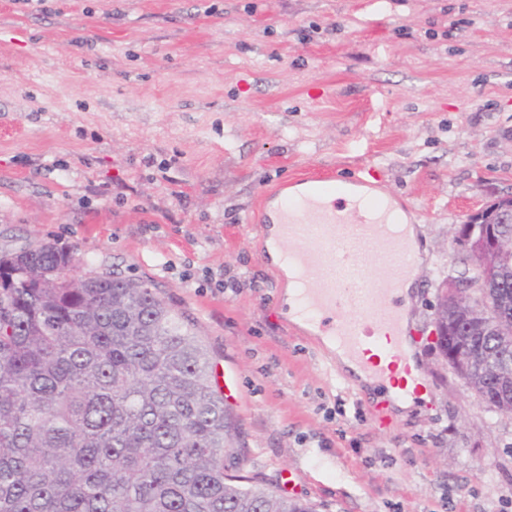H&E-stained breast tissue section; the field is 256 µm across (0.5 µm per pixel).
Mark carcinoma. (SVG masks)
<instances>
[{
    "instance_id": "cac0c4a2",
    "label": "carcinoma",
    "mask_w": 512,
    "mask_h": 512,
    "mask_svg": "<svg viewBox=\"0 0 512 512\" xmlns=\"http://www.w3.org/2000/svg\"><path fill=\"white\" fill-rule=\"evenodd\" d=\"M45 243L0 252V512H314L226 474L231 415L190 323L142 280ZM475 393L505 402L512 332Z\"/></svg>"
}]
</instances>
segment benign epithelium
Wrapping results in <instances>:
<instances>
[{"label": "benign epithelium", "instance_id": "1", "mask_svg": "<svg viewBox=\"0 0 512 512\" xmlns=\"http://www.w3.org/2000/svg\"><path fill=\"white\" fill-rule=\"evenodd\" d=\"M512 223V195L498 197L455 226L452 240L479 269L480 276L448 279L440 285L441 313L432 321L436 347L459 377L468 381L485 364L483 351L469 336L504 320L503 287L499 276L504 249L496 224Z\"/></svg>", "mask_w": 512, "mask_h": 512}]
</instances>
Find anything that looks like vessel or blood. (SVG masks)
Masks as SVG:
<instances>
[{"instance_id":"obj_1","label":"vessel or blood","mask_w":512,"mask_h":512,"mask_svg":"<svg viewBox=\"0 0 512 512\" xmlns=\"http://www.w3.org/2000/svg\"><path fill=\"white\" fill-rule=\"evenodd\" d=\"M297 195L280 194L265 213L269 224L281 225L288 249L281 259L292 265L297 313L343 351L358 356L379 352L388 359L365 364L371 376L385 375L407 358L410 343L398 312L395 293L414 269L413 256L389 204L375 195L350 200L345 182L306 177ZM378 246L384 267L379 285H370L366 255ZM350 309L352 318L337 316Z\"/></svg>"}]
</instances>
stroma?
<instances>
[{
  "mask_svg": "<svg viewBox=\"0 0 512 512\" xmlns=\"http://www.w3.org/2000/svg\"><path fill=\"white\" fill-rule=\"evenodd\" d=\"M365 170L419 243L430 398L386 425L261 257L266 192ZM510 194L512 0H0V250L152 282L236 381L233 474L315 512H512V417L428 338L454 225Z\"/></svg>",
  "mask_w": 512,
  "mask_h": 512,
  "instance_id": "stroma-1",
  "label": "stroma"
}]
</instances>
